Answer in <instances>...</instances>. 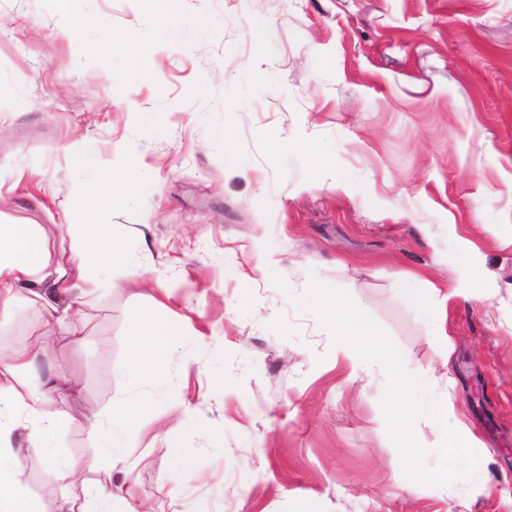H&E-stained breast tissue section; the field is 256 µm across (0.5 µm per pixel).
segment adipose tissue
<instances>
[{"label":"adipose tissue","instance_id":"adipose-tissue-1","mask_svg":"<svg viewBox=\"0 0 512 512\" xmlns=\"http://www.w3.org/2000/svg\"><path fill=\"white\" fill-rule=\"evenodd\" d=\"M148 188L139 172L137 158H130L123 176L109 185L90 189L80 198L75 218L81 219L84 245L76 252L79 266L112 267L127 262V251L113 245L102 246L101 226L93 213L102 202L116 197H134ZM27 291L47 312L44 331L27 347L0 359V512H51L44 501L23 491V469L13 447L17 430H24L28 451L41 454L52 464L59 481H77L73 465L57 461L52 449L59 430L69 416L54 412L57 396L78 398L71 377L59 371L41 372L37 361L52 346L51 334L62 328L75 333L76 325L66 304L79 296L81 288L65 268H51L44 238L31 224H0V308L10 307L18 292ZM176 329L168 323L145 320L130 341V368L140 380L163 381L168 372L172 339Z\"/></svg>","mask_w":512,"mask_h":512}]
</instances>
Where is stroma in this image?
Listing matches in <instances>:
<instances>
[{
  "label": "stroma",
  "instance_id": "stroma-1",
  "mask_svg": "<svg viewBox=\"0 0 512 512\" xmlns=\"http://www.w3.org/2000/svg\"><path fill=\"white\" fill-rule=\"evenodd\" d=\"M172 21L152 53L148 0H0V220L87 288L47 358L79 385L55 443L83 469L62 484L17 438L26 494L60 512L117 481L82 414L145 398L123 446L147 512H512V0H178ZM132 144L150 188L99 216L130 264L84 277L69 218ZM321 285L372 319L360 367ZM137 313L185 329L163 383L130 372ZM42 327L20 294L0 352ZM398 395L427 409L408 437ZM442 406L472 441L446 463Z\"/></svg>",
  "mask_w": 512,
  "mask_h": 512
}]
</instances>
